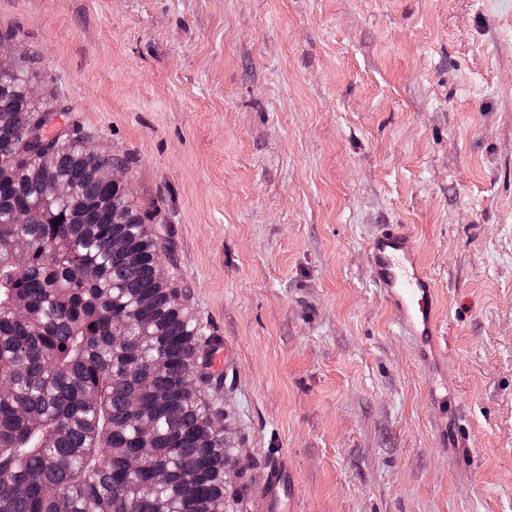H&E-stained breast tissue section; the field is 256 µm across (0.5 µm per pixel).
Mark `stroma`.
<instances>
[{
	"label": "stroma",
	"instance_id": "stroma-1",
	"mask_svg": "<svg viewBox=\"0 0 512 512\" xmlns=\"http://www.w3.org/2000/svg\"><path fill=\"white\" fill-rule=\"evenodd\" d=\"M0 43L224 339L227 512L280 454L288 512H512V0H0ZM387 224L437 288L431 370L372 282Z\"/></svg>",
	"mask_w": 512,
	"mask_h": 512
}]
</instances>
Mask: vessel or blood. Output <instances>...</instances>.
<instances>
[{
	"label": "vessel or blood",
	"instance_id": "obj_1",
	"mask_svg": "<svg viewBox=\"0 0 512 512\" xmlns=\"http://www.w3.org/2000/svg\"><path fill=\"white\" fill-rule=\"evenodd\" d=\"M371 250L374 278L399 319L421 336L425 345L436 347V289L432 279L417 263L410 236L395 228L384 227L374 238ZM292 480L293 469L287 456L271 461L258 492L259 512H282Z\"/></svg>",
	"mask_w": 512,
	"mask_h": 512
}]
</instances>
